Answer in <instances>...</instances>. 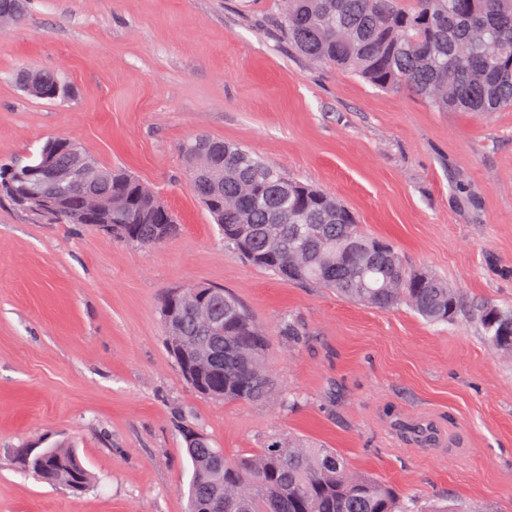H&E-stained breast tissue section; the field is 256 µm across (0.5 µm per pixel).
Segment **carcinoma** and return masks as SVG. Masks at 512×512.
Returning <instances> with one entry per match:
<instances>
[{"label": "carcinoma", "mask_w": 512, "mask_h": 512, "mask_svg": "<svg viewBox=\"0 0 512 512\" xmlns=\"http://www.w3.org/2000/svg\"><path fill=\"white\" fill-rule=\"evenodd\" d=\"M284 38L313 62H329L355 72L374 86L407 89L440 112H498L512 108V0H284L279 20ZM41 99L54 101L63 82L35 72ZM206 142L222 148L211 174L219 187L211 202L196 192L224 237V246L252 264L287 281L328 288L354 302L378 309L405 304L421 317L449 323L466 312L460 292L406 267L397 251L376 252L379 241L357 231L352 213L326 193L285 177L249 150L211 137L180 146L188 178L192 151ZM54 156L69 175L67 203L44 218L72 224L70 211L85 188L112 199V236L139 246L158 245L178 230L177 217L136 177L102 166L83 149L72 156L47 141L38 159L26 165H0V195L15 201L28 169ZM269 224L280 236L266 238ZM174 314H162L166 336L178 330L188 341L182 351L166 346L179 371L198 394L224 402L268 399L275 384L266 369L269 337L230 291L212 287L205 306L176 301ZM493 307L483 303L475 316L485 343L512 349V308L500 309L494 323L483 318ZM224 322L216 339L206 323ZM181 434L191 464L188 512H411L395 489L371 475L358 474L334 450L279 439L250 456L224 460L215 469L218 449L210 439L184 426ZM22 469L75 494L85 490L89 473L75 448L58 444L17 452ZM429 512H480L469 503L449 500Z\"/></svg>", "instance_id": "carcinoma-1"}]
</instances>
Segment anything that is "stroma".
Segmentation results:
<instances>
[{
	"mask_svg": "<svg viewBox=\"0 0 512 512\" xmlns=\"http://www.w3.org/2000/svg\"><path fill=\"white\" fill-rule=\"evenodd\" d=\"M24 4L0 34V164L70 138L142 180L180 230L140 247L0 199V512H186L184 422L231 459L293 435L404 499L512 512V351L490 350L463 317L431 324L250 265L225 248L179 152L198 135L239 144L335 197L411 269L512 308V110L440 112L310 62L279 33L280 0ZM23 70L58 75L68 97L27 96ZM189 284L244 302L271 340L279 391L298 403H224L186 384L160 304ZM291 314L295 338L282 331ZM61 441L93 477L81 495L16 462Z\"/></svg>",
	"mask_w": 512,
	"mask_h": 512,
	"instance_id": "1",
	"label": "stroma"
}]
</instances>
